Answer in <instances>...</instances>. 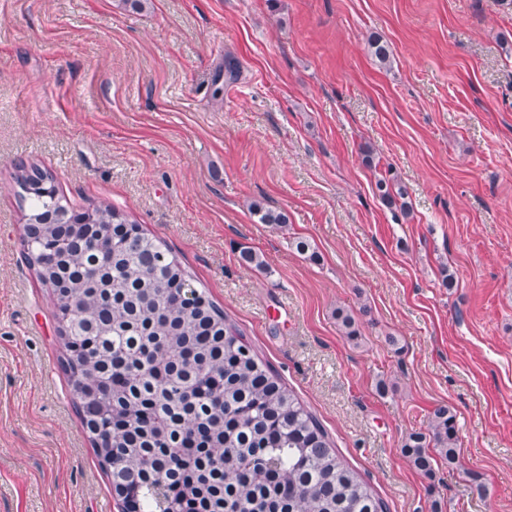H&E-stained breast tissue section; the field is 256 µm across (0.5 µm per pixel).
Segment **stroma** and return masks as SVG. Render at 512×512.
<instances>
[{
    "mask_svg": "<svg viewBox=\"0 0 512 512\" xmlns=\"http://www.w3.org/2000/svg\"><path fill=\"white\" fill-rule=\"evenodd\" d=\"M21 164L165 239L387 512H512V0H0V512H121L22 257ZM440 405L459 462L430 480L401 444ZM377 195L383 206L390 210L400 209L403 213L409 211L406 192L401 187H396L391 179H378L376 182Z\"/></svg>",
    "mask_w": 512,
    "mask_h": 512,
    "instance_id": "35a3bbf8",
    "label": "stroma"
}]
</instances>
